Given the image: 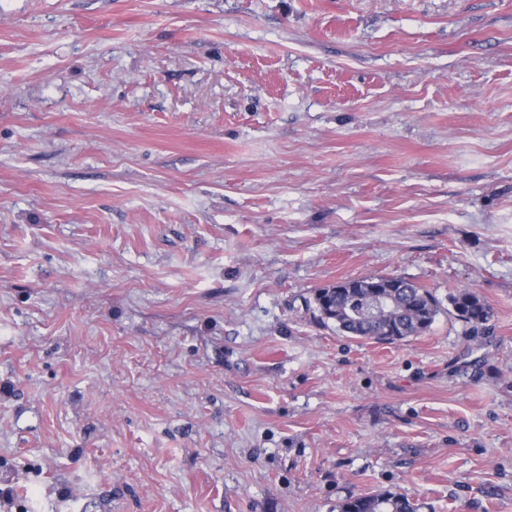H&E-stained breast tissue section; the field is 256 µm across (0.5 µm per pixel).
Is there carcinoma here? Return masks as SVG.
Segmentation results:
<instances>
[{"label":"carcinoma","mask_w":512,"mask_h":512,"mask_svg":"<svg viewBox=\"0 0 512 512\" xmlns=\"http://www.w3.org/2000/svg\"><path fill=\"white\" fill-rule=\"evenodd\" d=\"M389 277L373 276L345 280L319 289L314 304L321 319L332 320L346 335L358 340L393 343L427 331L441 310L435 294L405 279L402 287L390 288ZM453 315L472 330L491 317L489 305L469 289L448 297ZM338 512H416L404 496L384 491L351 495L338 505Z\"/></svg>","instance_id":"obj_1"}]
</instances>
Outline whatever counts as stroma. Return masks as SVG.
Here are the masks:
<instances>
[{
    "instance_id": "obj_1",
    "label": "stroma",
    "mask_w": 512,
    "mask_h": 512,
    "mask_svg": "<svg viewBox=\"0 0 512 512\" xmlns=\"http://www.w3.org/2000/svg\"><path fill=\"white\" fill-rule=\"evenodd\" d=\"M385 490L512 512V0H0V512ZM389 278L349 279L320 288L314 296L320 319L334 321L341 332L358 340L393 343L427 331L441 310L439 299L400 277L402 288H370L375 282L387 286ZM453 315L473 331L481 328L491 317L489 305L470 289H460L448 297Z\"/></svg>"
}]
</instances>
